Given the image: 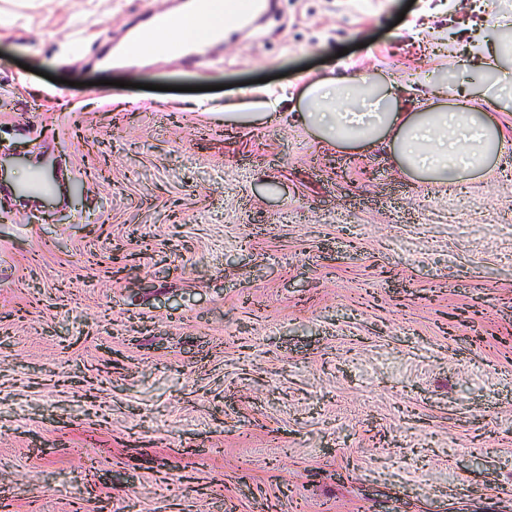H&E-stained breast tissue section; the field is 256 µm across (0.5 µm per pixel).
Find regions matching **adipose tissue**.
Returning a JSON list of instances; mask_svg holds the SVG:
<instances>
[{
  "mask_svg": "<svg viewBox=\"0 0 512 512\" xmlns=\"http://www.w3.org/2000/svg\"><path fill=\"white\" fill-rule=\"evenodd\" d=\"M512 19L485 10L475 34L478 67L458 61L451 106L411 109L404 85L355 72L325 75L304 84L301 122L321 140L341 146H388L406 173L453 185L487 173L512 148L495 113L512 111Z\"/></svg>",
  "mask_w": 512,
  "mask_h": 512,
  "instance_id": "obj_1",
  "label": "adipose tissue"
}]
</instances>
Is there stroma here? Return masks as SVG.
Segmentation results:
<instances>
[{
    "label": "stroma",
    "mask_w": 512,
    "mask_h": 512,
    "mask_svg": "<svg viewBox=\"0 0 512 512\" xmlns=\"http://www.w3.org/2000/svg\"><path fill=\"white\" fill-rule=\"evenodd\" d=\"M153 0H0V512H512V153L453 186L244 104L426 94L472 0H275L186 59ZM134 253L117 267L116 248ZM174 17L165 10L160 9H149L145 12L144 26L141 33L133 41L134 50L138 52H146L149 49L144 46V42L149 40L148 36L150 33L165 27V25ZM185 18L175 20L167 28L160 29L157 32L154 40L158 43H171L184 36L185 33L199 28H209L212 25V21L202 19L195 16H184ZM132 48H128L127 52L131 56H136V53Z\"/></svg>",
    "instance_id": "stroma-1"
}]
</instances>
